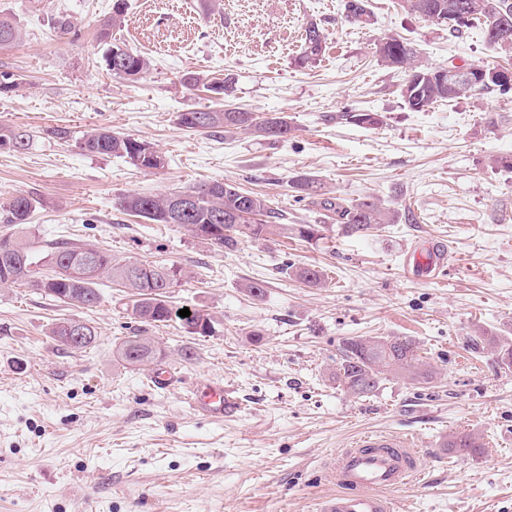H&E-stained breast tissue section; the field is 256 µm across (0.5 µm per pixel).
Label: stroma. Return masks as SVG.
Instances as JSON below:
<instances>
[{
	"instance_id": "35a3bbf8",
	"label": "stroma",
	"mask_w": 512,
	"mask_h": 512,
	"mask_svg": "<svg viewBox=\"0 0 512 512\" xmlns=\"http://www.w3.org/2000/svg\"><path fill=\"white\" fill-rule=\"evenodd\" d=\"M346 0H126L113 37L148 54L141 80L113 78L97 39L113 0H0L21 36L0 47V69L22 78L0 95V133L24 128L28 150L0 149V204L17 193L42 205L29 238L66 239L113 260L173 264L185 272L175 306L204 310L207 336L179 323L143 328L121 288L101 280V302L78 309L26 286L0 287V512H317L336 493L329 476L357 436L414 437L424 478L387 492L391 512H512V368L490 337L512 339V95L485 91L423 112L405 105L404 69L384 65L387 38L406 39L431 66L512 67L480 28L447 26L369 0L370 22L346 19ZM70 15L78 34L56 35ZM327 36L316 61L299 64L305 29ZM230 76L224 101L188 91L187 73ZM283 112V140L248 132H193L177 116L216 104ZM377 113L376 128L351 113ZM92 128L150 143L166 159L152 172L121 157L92 156ZM316 176L333 196L378 200L392 224L343 232L332 215L296 195L289 179ZM235 181L263 195L285 224H314L318 239L274 235L231 248L118 210L124 194L161 195ZM435 238L448 264L408 269L415 241ZM316 266L310 288L285 265ZM264 287L252 296L251 283ZM92 323L97 343L61 346L53 323ZM145 330L158 360L125 365L115 346ZM352 336H410L436 375L420 385L391 376L366 397L339 385L340 348ZM192 359H184L185 349ZM167 369L166 389L150 375ZM223 383L238 402L217 420L197 413L198 385ZM477 434L482 450H448Z\"/></svg>"
}]
</instances>
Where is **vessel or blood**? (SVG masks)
Returning a JSON list of instances; mask_svg holds the SVG:
<instances>
[{"label":"vessel or blood","mask_w":512,"mask_h":512,"mask_svg":"<svg viewBox=\"0 0 512 512\" xmlns=\"http://www.w3.org/2000/svg\"><path fill=\"white\" fill-rule=\"evenodd\" d=\"M446 258V248L430 242L414 250L413 265L431 270L440 267ZM192 405L217 418L237 409L235 399L220 385L207 386L194 398ZM419 472L409 440L364 434L350 447L337 452L332 476L339 491L321 502L319 512H390L383 491L407 485Z\"/></svg>","instance_id":"vessel-or-blood-1"}]
</instances>
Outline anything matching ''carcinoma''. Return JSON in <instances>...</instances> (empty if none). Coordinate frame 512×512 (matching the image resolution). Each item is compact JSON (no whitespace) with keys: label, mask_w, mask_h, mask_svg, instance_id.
I'll return each mask as SVG.
<instances>
[{"label":"carcinoma","mask_w":512,"mask_h":512,"mask_svg":"<svg viewBox=\"0 0 512 512\" xmlns=\"http://www.w3.org/2000/svg\"><path fill=\"white\" fill-rule=\"evenodd\" d=\"M403 8L427 17L435 22L458 10L469 15V24L482 29L487 43L501 48L497 35L512 33V0H403ZM347 16L351 21H370L368 0H347ZM125 0H115L112 13L100 25L99 38L107 45L106 65H111L112 52H122L127 60L123 72L112 71V76L125 80H137L148 73L150 59L112 41V30L125 23ZM19 37L12 20L0 15V46L10 45ZM326 35L316 23L305 29L304 46L299 64L317 59L324 49ZM381 62L389 67L404 68L409 75L401 93L404 103L413 112H421L440 101H452L467 94H479L481 88L467 83L454 87L440 81L437 68L423 64L417 50L409 43L390 38L379 48ZM178 125L190 131H206L222 128L224 131L242 130L264 138H284L291 131L288 115L283 112L259 116L243 110L235 112L226 108H192L177 116ZM30 144V135L15 129L0 136V146L15 151H24ZM82 151L97 156H119L129 159L144 170L164 167L161 153L150 149L144 141L114 134L103 128L86 131L79 142ZM296 192L319 201L326 211L336 215V223L348 234H364L380 224H389V212L372 200L348 204L330 195L319 179L309 174H298L289 180ZM188 198L184 206L174 202L177 194L160 196L140 194L121 195L115 205L122 211L133 213L156 224H171L189 235L202 237L218 248L231 247L241 239L264 240L269 235L291 232L312 240L317 235L313 224H276L279 213L274 211L264 197L242 190L235 182L204 183L181 192ZM42 201L28 194L19 193L0 204V222L11 224L17 231L0 237V286L27 284L45 295L73 307L89 309L96 306L100 296L94 285L106 277L125 289L131 315L145 325L166 323L178 317L179 309L170 301L171 288L184 277L182 269L175 265L146 264L138 262H116L112 255L75 242H59L41 250L24 234L32 213ZM286 269L299 280L318 287L322 282V271L306 266ZM183 328L192 335L206 336L211 331V318L202 310L191 311L188 317H179ZM69 320L56 322L51 335L71 350L92 347L97 340L95 327L81 321L84 335L81 340L65 339V324ZM489 343L497 348L502 365L512 367V342L492 338ZM120 360L130 367H139L157 359L158 351L149 336H129L116 348ZM390 375H400L427 385L434 381L433 370L419 362L417 346L407 336L369 337L356 336L345 340L341 349L336 378L346 390L365 397L375 392ZM447 447L476 452L482 448L480 437L474 433L456 436L448 440Z\"/></svg>","instance_id":"1"}]
</instances>
